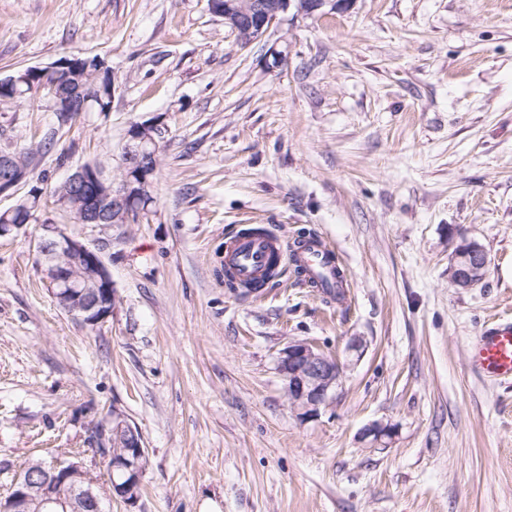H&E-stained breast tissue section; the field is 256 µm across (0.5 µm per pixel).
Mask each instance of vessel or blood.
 Masks as SVG:
<instances>
[{
  "label": "vessel or blood",
  "instance_id": "vessel-or-blood-1",
  "mask_svg": "<svg viewBox=\"0 0 512 512\" xmlns=\"http://www.w3.org/2000/svg\"><path fill=\"white\" fill-rule=\"evenodd\" d=\"M284 251L281 240L274 234L246 236L234 241L224 263L238 280L251 284L264 280L271 253ZM323 254V247L317 244L297 251L310 275L335 282V274L322 262ZM468 364L487 381L512 380V322H500L485 329L470 345Z\"/></svg>",
  "mask_w": 512,
  "mask_h": 512
}]
</instances>
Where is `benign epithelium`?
Here are the masks:
<instances>
[{"mask_svg":"<svg viewBox=\"0 0 512 512\" xmlns=\"http://www.w3.org/2000/svg\"><path fill=\"white\" fill-rule=\"evenodd\" d=\"M351 0H224L211 12L224 18L241 45L263 37L289 10L312 17L346 10ZM60 63L30 71L41 74L34 91H47L57 112H71L73 118L93 109L101 101L97 83L77 80L75 87H59L51 80ZM158 125L137 123L129 131L126 167L122 189H112L104 166L85 164L61 185L57 203L77 217L79 224H132L133 202L151 196L157 165ZM29 169L18 156L7 160L0 174V197L12 196L19 186L29 183ZM45 234L34 238L40 272L58 306L82 324L95 328L111 315L117 301L112 277L103 259L106 242L92 245L72 236L54 224L44 225ZM489 260L475 240H462L454 249L448 266V279L457 288H471L486 274ZM277 366L288 399L300 420H315L326 409L341 384L343 364L305 340H290L280 350ZM94 444L110 449L106 458L111 481L101 487L80 461L66 460L26 466L12 479L8 495L0 499V512H102L104 501L117 500L129 507L139 500L140 460L146 455L142 439L125 415L114 411L112 418L96 424Z\"/></svg>","mask_w":512,"mask_h":512,"instance_id":"obj_1","label":"benign epithelium"}]
</instances>
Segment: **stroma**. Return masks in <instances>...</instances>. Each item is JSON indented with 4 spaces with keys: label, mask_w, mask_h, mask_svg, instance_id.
I'll use <instances>...</instances> for the list:
<instances>
[{
    "label": "stroma",
    "mask_w": 512,
    "mask_h": 512,
    "mask_svg": "<svg viewBox=\"0 0 512 512\" xmlns=\"http://www.w3.org/2000/svg\"><path fill=\"white\" fill-rule=\"evenodd\" d=\"M76 55L110 67L109 112L59 127L45 93L0 102L2 151L57 129L32 165L36 222L0 238V496L28 462L77 453L106 480L89 434L116 410L149 462L111 512H512V383L467 362L512 318V0H354L246 47L208 0H0V77ZM146 121L147 213L75 223L51 188L93 161L120 183ZM44 224L111 238L97 328L44 283ZM248 226L320 236L344 300L289 271L231 296L224 248ZM463 238L489 257L467 289L448 280ZM291 339L346 365L314 421L277 369ZM371 425L388 437L362 439Z\"/></svg>",
    "instance_id": "35a3bbf8"
}]
</instances>
